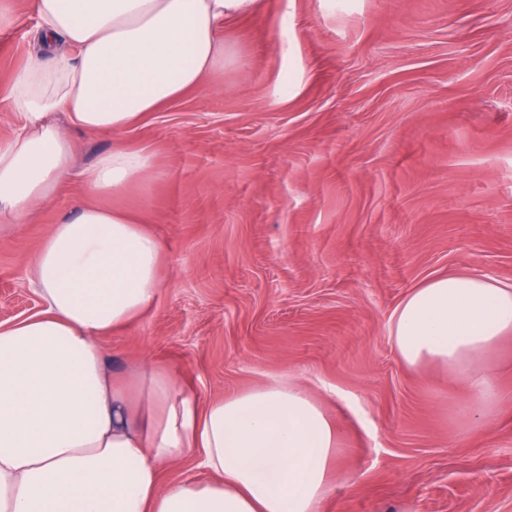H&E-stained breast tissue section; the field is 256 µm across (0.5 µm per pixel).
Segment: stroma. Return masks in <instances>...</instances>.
Wrapping results in <instances>:
<instances>
[{
	"label": "stroma",
	"mask_w": 512,
	"mask_h": 512,
	"mask_svg": "<svg viewBox=\"0 0 512 512\" xmlns=\"http://www.w3.org/2000/svg\"><path fill=\"white\" fill-rule=\"evenodd\" d=\"M0 84L40 52L34 0H0ZM216 81L118 134L77 133L75 174L0 222V322L38 312L29 260L112 147L151 155L98 205L161 241L155 306L104 340L202 401L295 375L347 425L321 512H512V337L485 425L466 388L417 374L389 319L460 270L512 283V0H258Z\"/></svg>",
	"instance_id": "stroma-1"
}]
</instances>
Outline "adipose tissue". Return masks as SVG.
I'll use <instances>...</instances> for the list:
<instances>
[{"label":"adipose tissue","instance_id":"adipose-tissue-1","mask_svg":"<svg viewBox=\"0 0 512 512\" xmlns=\"http://www.w3.org/2000/svg\"><path fill=\"white\" fill-rule=\"evenodd\" d=\"M257 0H34L35 32L64 43L32 57L0 95L18 129L0 143V221L21 223L70 173L69 129L118 133L200 87L224 66V28ZM64 115L58 124L56 115ZM149 154L115 148L83 172L94 195L147 175ZM162 246L118 208L79 204L30 263L41 312L0 325V512H321L344 438L300 382L207 402L176 372L141 368L139 404L109 376L104 336L149 311ZM403 364L465 384L459 407L491 421L500 398L488 364L512 336V283L459 271L412 289L390 317ZM191 458L208 481L163 485Z\"/></svg>","mask_w":512,"mask_h":512}]
</instances>
